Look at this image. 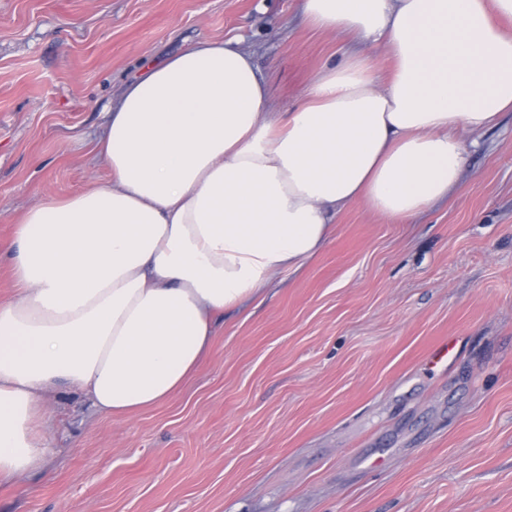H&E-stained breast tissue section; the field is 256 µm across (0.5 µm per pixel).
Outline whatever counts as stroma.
<instances>
[{"instance_id":"1","label":"stroma","mask_w":512,"mask_h":512,"mask_svg":"<svg viewBox=\"0 0 512 512\" xmlns=\"http://www.w3.org/2000/svg\"><path fill=\"white\" fill-rule=\"evenodd\" d=\"M299 12L0 0V299L24 213L108 182L94 134L143 65L237 39L288 111L343 59ZM474 139L408 223L340 210L321 252L219 317L165 403L115 418L53 397L48 471L0 483V512H512V112Z\"/></svg>"}]
</instances>
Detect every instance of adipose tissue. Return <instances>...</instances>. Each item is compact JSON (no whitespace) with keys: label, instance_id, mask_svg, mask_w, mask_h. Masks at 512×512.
<instances>
[{"label":"adipose tissue","instance_id":"adipose-tissue-1","mask_svg":"<svg viewBox=\"0 0 512 512\" xmlns=\"http://www.w3.org/2000/svg\"><path fill=\"white\" fill-rule=\"evenodd\" d=\"M345 45L277 111L253 54L203 40L127 84L95 138L108 184L27 211L0 300V480L52 451L49 398L97 413L159 404L225 310L258 298L365 202L403 224L447 198L463 132L512 111V0H301ZM392 61L380 78L366 52Z\"/></svg>","mask_w":512,"mask_h":512}]
</instances>
